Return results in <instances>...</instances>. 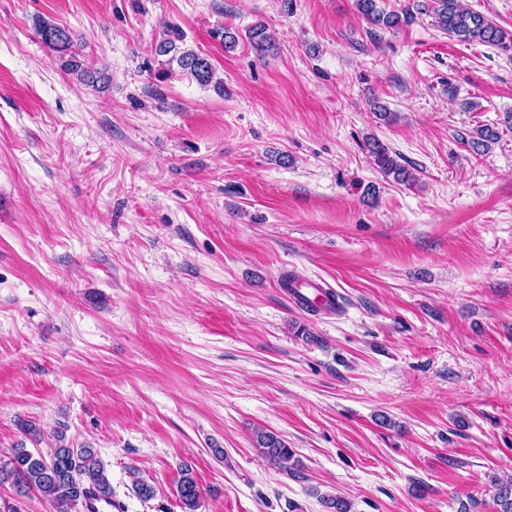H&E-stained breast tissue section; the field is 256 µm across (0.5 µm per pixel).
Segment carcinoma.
Returning a JSON list of instances; mask_svg holds the SVG:
<instances>
[{
  "instance_id": "1",
  "label": "carcinoma",
  "mask_w": 512,
  "mask_h": 512,
  "mask_svg": "<svg viewBox=\"0 0 512 512\" xmlns=\"http://www.w3.org/2000/svg\"><path fill=\"white\" fill-rule=\"evenodd\" d=\"M431 3L435 25L458 41L489 45L505 53L512 51V32L503 30L484 15L465 7L461 0H431ZM356 7L364 19L378 28L394 29L409 23L413 15L410 6L399 13H386L378 7V0H356ZM165 28L166 38L157 43L155 54L168 57L167 64H176L182 74L200 86H211L223 92L224 81L216 77V69L210 58L193 49L181 47L179 42L184 40V36L178 27L167 24ZM35 29L46 46L61 54L65 72L76 75L84 82H95L96 77L82 68L79 54L72 50L73 41L66 28L38 17ZM248 39L260 52L269 48L270 37L264 25L253 27ZM497 138V132L485 127L477 130V136L470 139L465 137L463 141L480 154ZM369 148L376 166L384 174L403 183L413 179L411 172L399 164L379 140H372ZM255 444L280 470L286 472L291 469L294 454L279 435L261 429L255 434ZM7 482L20 495L39 493L49 501L53 512H81L83 503L89 498H112V485L97 453L88 446L77 447L66 442L62 432L56 433V447L45 453L38 449L33 451L22 443L11 449L7 459L0 460V484ZM492 482L498 487V512H512V480L504 483L494 478ZM177 492L183 512H197L200 490L192 469L187 466L181 469Z\"/></svg>"
}]
</instances>
